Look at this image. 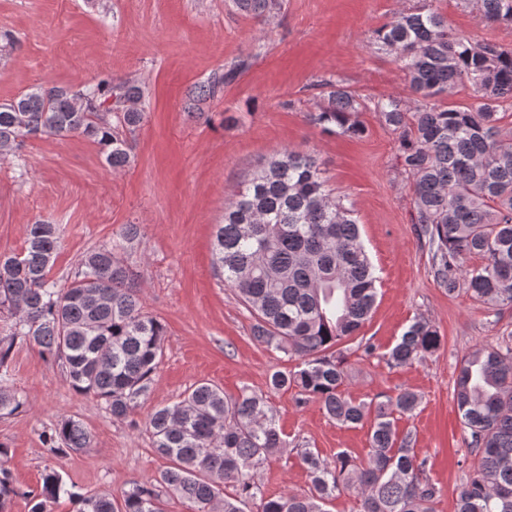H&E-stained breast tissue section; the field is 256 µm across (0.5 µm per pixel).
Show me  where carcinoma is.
I'll return each instance as SVG.
<instances>
[{"mask_svg": "<svg viewBox=\"0 0 512 512\" xmlns=\"http://www.w3.org/2000/svg\"><path fill=\"white\" fill-rule=\"evenodd\" d=\"M263 20L279 0H234ZM479 21L512 25V0H475ZM378 49L404 69L410 97L364 98L341 79L316 82L322 103L308 120L329 133L360 138L363 112H374L397 136L396 164L413 182V215L430 254L438 285L464 292L492 311L512 307V128L502 125L512 106V46L472 41L448 28L424 6L401 12L372 32ZM217 71L190 89L213 99L238 72ZM463 89L471 102L450 97ZM145 87L98 77L73 91L38 85L0 103V159L44 136H80L95 142L113 170L130 164L128 135L143 122ZM140 236L127 224L112 246L87 250L60 284L50 276L59 247L58 227L28 226L25 246L0 255V415L22 412L26 400L8 384V360L19 342L39 347L60 364L70 387L105 405L112 419L133 417L150 392L163 356L165 326L143 309L133 271L122 254ZM473 257L478 265L469 264ZM214 271L254 317L252 338L266 349L299 360L293 371L271 375L273 390L294 388L296 404H319L344 426L370 424V454L358 464L347 451L333 462L301 451L312 490L263 498L258 512H327L342 490L361 500L362 512H434L440 489L427 476L428 461L415 438L400 437L395 416L413 413L419 398L401 390L378 403L345 396V343L369 319L378 277L352 205L328 189L315 155L284 149L273 154L224 205L216 225ZM441 346L439 331L414 320L381 357L391 367L425 360ZM454 401L477 458L456 499V512H512V332L494 345L476 346L457 365ZM153 448L169 461L158 477L134 481L121 501L110 492L82 493L49 469L39 489L19 493L0 445V512L15 497L29 512H54L68 497L72 512H166L162 493L183 498L193 512H246L255 498L257 470L284 446L267 398L224 392L200 382L145 420ZM44 442L55 452L91 447L92 434L63 416ZM235 493H224V485Z\"/></svg>", "mask_w": 512, "mask_h": 512, "instance_id": "carcinoma-1", "label": "carcinoma"}]
</instances>
